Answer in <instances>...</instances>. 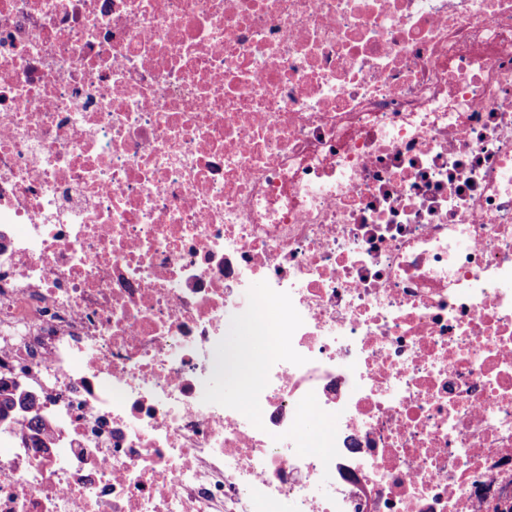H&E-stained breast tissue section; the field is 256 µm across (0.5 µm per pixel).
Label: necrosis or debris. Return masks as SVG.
<instances>
[{"label":"necrosis or debris","mask_w":512,"mask_h":512,"mask_svg":"<svg viewBox=\"0 0 512 512\" xmlns=\"http://www.w3.org/2000/svg\"><path fill=\"white\" fill-rule=\"evenodd\" d=\"M1 384L0 512H512V0H0Z\"/></svg>","instance_id":"obj_1"}]
</instances>
